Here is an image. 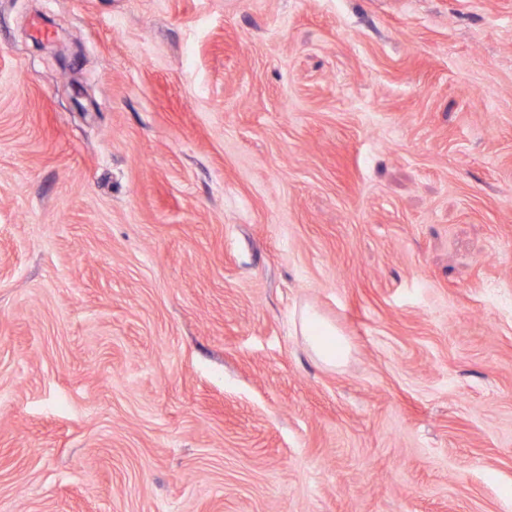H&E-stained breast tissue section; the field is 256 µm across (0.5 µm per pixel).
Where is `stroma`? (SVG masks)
<instances>
[{"instance_id":"35a3bbf8","label":"stroma","mask_w":512,"mask_h":512,"mask_svg":"<svg viewBox=\"0 0 512 512\" xmlns=\"http://www.w3.org/2000/svg\"><path fill=\"white\" fill-rule=\"evenodd\" d=\"M0 512H512V0H0ZM302 335L316 359L336 367L347 357L350 347L336 326L321 318L315 311H306L300 321Z\"/></svg>"}]
</instances>
